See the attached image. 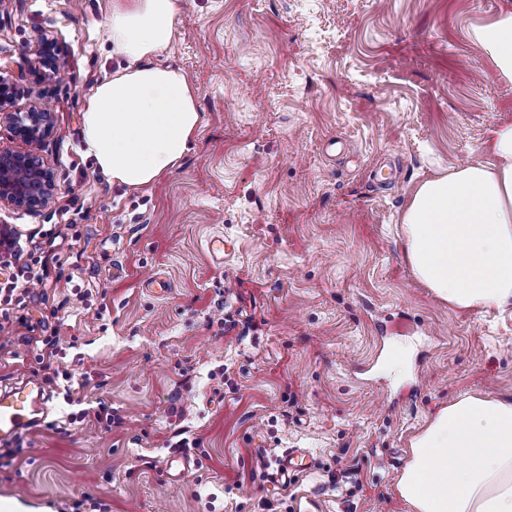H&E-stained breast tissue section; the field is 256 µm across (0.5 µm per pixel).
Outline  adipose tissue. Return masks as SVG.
<instances>
[{
  "label": "adipose tissue",
  "instance_id": "1",
  "mask_svg": "<svg viewBox=\"0 0 512 512\" xmlns=\"http://www.w3.org/2000/svg\"><path fill=\"white\" fill-rule=\"evenodd\" d=\"M178 11L179 0H114L108 38L127 65L85 99L84 152L130 189L175 168L200 127L193 86L156 62ZM471 40L512 81V7ZM488 151L492 162L423 182L402 220L415 276L460 310L512 307V120ZM397 489L412 512H512V400L464 395L442 407L412 439Z\"/></svg>",
  "mask_w": 512,
  "mask_h": 512
}]
</instances>
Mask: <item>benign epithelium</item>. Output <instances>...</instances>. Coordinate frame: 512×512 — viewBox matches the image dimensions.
I'll return each mask as SVG.
<instances>
[{
    "instance_id": "1",
    "label": "benign epithelium",
    "mask_w": 512,
    "mask_h": 512,
    "mask_svg": "<svg viewBox=\"0 0 512 512\" xmlns=\"http://www.w3.org/2000/svg\"><path fill=\"white\" fill-rule=\"evenodd\" d=\"M52 51L53 42L47 38L31 68L35 81L43 79V65L55 66L47 61ZM12 98V85L0 78V125L8 126L25 145L21 151L0 150V205L37 212L48 206L56 188L53 173L41 157L42 147L53 130V113L45 105L15 111Z\"/></svg>"
}]
</instances>
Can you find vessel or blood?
<instances>
[{"instance_id": "1", "label": "vessel or blood", "mask_w": 512, "mask_h": 512, "mask_svg": "<svg viewBox=\"0 0 512 512\" xmlns=\"http://www.w3.org/2000/svg\"><path fill=\"white\" fill-rule=\"evenodd\" d=\"M47 395L42 385L24 381L0 391V441H10L40 422ZM317 460L306 449H288L279 459V476L306 473L315 469Z\"/></svg>"}]
</instances>
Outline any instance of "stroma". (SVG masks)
<instances>
[{
	"mask_svg": "<svg viewBox=\"0 0 512 512\" xmlns=\"http://www.w3.org/2000/svg\"><path fill=\"white\" fill-rule=\"evenodd\" d=\"M503 2L180 0L160 62L189 77L201 128L130 190L81 154L85 98L125 65L105 36L112 0H0V77L15 108L53 112L56 184L43 211L0 205L45 268L9 312L0 387L34 378L50 394L44 422L0 444V501L292 512L314 493L324 512H411L397 482L432 416L466 393L512 398V308H449L413 275L401 230L416 188L486 159L512 118V82L469 37ZM46 37L61 68L38 85ZM56 235L64 248L47 251ZM155 275L166 297L145 288ZM54 331L69 382L37 357ZM180 430L199 446L173 484ZM290 448L318 468L270 482Z\"/></svg>",
	"mask_w": 512,
	"mask_h": 512,
	"instance_id": "obj_1",
	"label": "stroma"
}]
</instances>
